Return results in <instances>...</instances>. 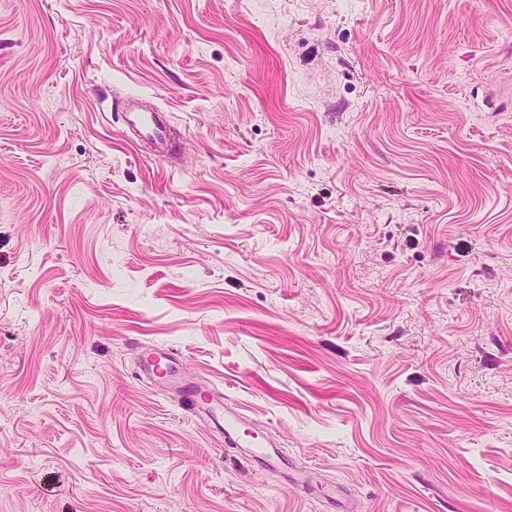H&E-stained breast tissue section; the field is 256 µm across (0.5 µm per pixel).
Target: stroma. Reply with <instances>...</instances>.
Instances as JSON below:
<instances>
[{"instance_id":"35a3bbf8","label":"stroma","mask_w":512,"mask_h":512,"mask_svg":"<svg viewBox=\"0 0 512 512\" xmlns=\"http://www.w3.org/2000/svg\"><path fill=\"white\" fill-rule=\"evenodd\" d=\"M0 512H512V0H0ZM124 126L132 133L135 145L149 143L159 157H170L167 139V118L159 111L137 110L135 103L122 112ZM141 368L148 374H156L164 384L171 385L178 371V362L164 346L150 348L145 351ZM160 370V372H159ZM180 398L190 397L194 412L208 418L212 429L224 437V445L236 449L243 459L254 467L266 471L281 472L287 481L300 491L310 485V473L289 463L279 448L271 442H257L242 431L243 418L239 412L224 406V393L203 384H186L176 387Z\"/></svg>"}]
</instances>
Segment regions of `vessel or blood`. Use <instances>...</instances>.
Returning a JSON list of instances; mask_svg holds the SVG:
<instances>
[{"mask_svg":"<svg viewBox=\"0 0 512 512\" xmlns=\"http://www.w3.org/2000/svg\"><path fill=\"white\" fill-rule=\"evenodd\" d=\"M125 127L131 132L134 144H151L158 156L168 154L167 118L159 111H143L129 105L122 114ZM141 368L149 374L159 375L165 384H172L178 371V362L169 348L161 346L145 351ZM179 396L190 397L194 412L208 418L218 436L223 437L227 447L236 449L243 459L254 467L266 471L283 473L299 490H307L310 473L290 464L273 443L248 439L242 430L243 418L239 412L224 404V395L213 387L203 384H187L178 387Z\"/></svg>","mask_w":512,"mask_h":512,"instance_id":"vessel-or-blood-1","label":"vessel or blood"}]
</instances>
